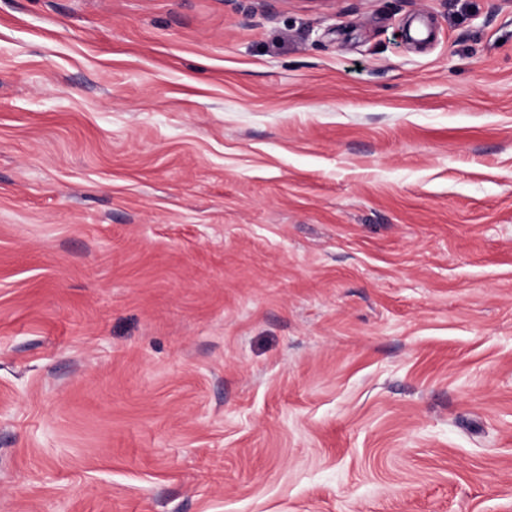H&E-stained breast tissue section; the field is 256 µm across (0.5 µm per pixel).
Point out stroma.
Masks as SVG:
<instances>
[{"label":"stroma","instance_id":"1","mask_svg":"<svg viewBox=\"0 0 512 512\" xmlns=\"http://www.w3.org/2000/svg\"><path fill=\"white\" fill-rule=\"evenodd\" d=\"M0 512H512V0H0Z\"/></svg>","mask_w":512,"mask_h":512}]
</instances>
